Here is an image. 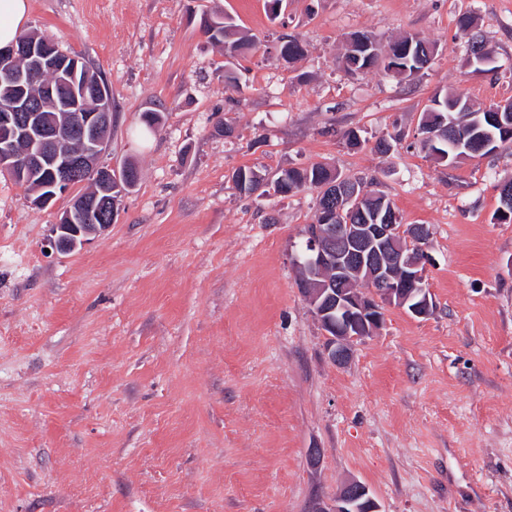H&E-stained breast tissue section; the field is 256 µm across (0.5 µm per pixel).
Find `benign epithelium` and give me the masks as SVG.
Here are the masks:
<instances>
[{
	"label": "benign epithelium",
	"mask_w": 512,
	"mask_h": 512,
	"mask_svg": "<svg viewBox=\"0 0 512 512\" xmlns=\"http://www.w3.org/2000/svg\"><path fill=\"white\" fill-rule=\"evenodd\" d=\"M86 70L81 57L34 35L0 51V172L17 180L49 170L52 180L39 181L30 191L29 202L39 209L54 206L58 196L88 179L113 205L108 221L82 224L83 212L96 202L72 201L54 224V245L63 253L106 231L119 216L130 186L122 170L101 161L112 108L105 99L88 104L86 87L78 82ZM45 72L72 91L60 100L59 117L43 114L33 101L32 84ZM19 142L27 143L23 153L17 151ZM362 199L361 193L337 189L336 206L322 213V223L304 229L312 258L305 265L293 258L301 293L325 332V353L339 366L351 361L353 342L381 328V306L402 307L416 317L433 309L425 286L428 228L392 224L388 218L382 224L344 223ZM360 500L365 512H381L370 489L357 479L344 482L329 506L313 512H347Z\"/></svg>",
	"instance_id": "benign-epithelium-1"
}]
</instances>
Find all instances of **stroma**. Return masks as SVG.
<instances>
[{"mask_svg":"<svg viewBox=\"0 0 512 512\" xmlns=\"http://www.w3.org/2000/svg\"><path fill=\"white\" fill-rule=\"evenodd\" d=\"M215 12L251 50L226 60L201 28ZM466 15L491 71L467 64ZM26 28L109 82L102 161L139 180L65 254L68 197L38 209L0 175V512H311L348 478L382 512H512V148L451 168L417 146L435 92L512 101V0H283L275 19L268 0H31ZM283 32L304 56L279 58ZM357 32L435 51L406 79L351 73ZM315 163L430 231L432 314L385 306L344 367L293 264L317 190L230 181ZM262 175L266 176V171L256 167L238 168L231 177L233 188L241 195H251L262 187Z\"/></svg>","mask_w":512,"mask_h":512,"instance_id":"stroma-1","label":"stroma"}]
</instances>
